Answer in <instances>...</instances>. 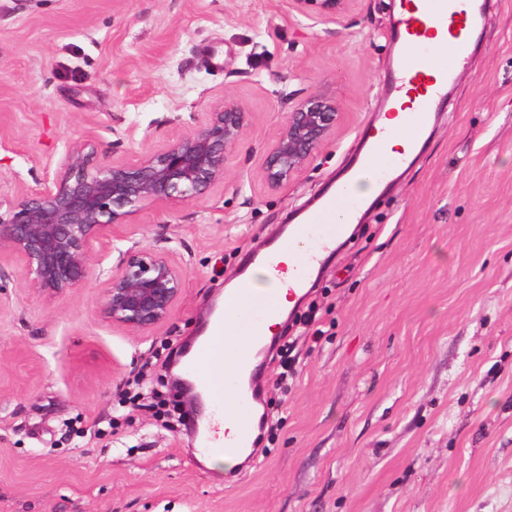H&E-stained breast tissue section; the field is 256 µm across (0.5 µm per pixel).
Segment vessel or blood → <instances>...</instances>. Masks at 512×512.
<instances>
[{"mask_svg":"<svg viewBox=\"0 0 512 512\" xmlns=\"http://www.w3.org/2000/svg\"><path fill=\"white\" fill-rule=\"evenodd\" d=\"M482 21L481 0H402L391 30L395 57L384 109L404 112L403 121L368 135L363 151L341 178L327 186L313 205L294 214L283 234L269 239L264 250L244 256L224 290V303L229 308L246 304V326H237L222 314L214 316L186 361L187 374L205 393L213 414L201 427L202 457L255 456L256 419L266 407V352L273 343L264 324L278 308L273 289L255 288L253 271L264 270L269 279H276L279 256L295 253L288 288L296 296L305 292L344 242L345 227L337 223V213H344L346 222L353 221L366 203L358 184L382 185L411 160L429 130L435 104L457 79ZM394 139L404 141L405 150L387 152V141ZM223 421L228 424L224 430L219 427Z\"/></svg>","mask_w":512,"mask_h":512,"instance_id":"b4317fda","label":"vessel or blood"}]
</instances>
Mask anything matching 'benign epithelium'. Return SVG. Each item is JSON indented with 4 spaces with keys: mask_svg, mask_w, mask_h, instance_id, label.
<instances>
[{
    "mask_svg": "<svg viewBox=\"0 0 512 512\" xmlns=\"http://www.w3.org/2000/svg\"><path fill=\"white\" fill-rule=\"evenodd\" d=\"M297 12L330 17L350 12L357 0H292ZM339 104L320 94L288 113L264 160L263 178L275 189L301 172L335 132ZM245 112L235 103L207 112L195 128L135 162L106 164L91 140L73 144L52 180L18 192L0 209V254L16 257L28 284L49 295L80 287L90 276L98 246L118 252L115 267L99 270L103 319L132 333L166 322L180 299L185 269L168 252L133 245L121 249L119 230L146 203L177 205L205 197L224 180L228 151L239 141Z\"/></svg>",
    "mask_w": 512,
    "mask_h": 512,
    "instance_id": "obj_1",
    "label": "benign epithelium"
}]
</instances>
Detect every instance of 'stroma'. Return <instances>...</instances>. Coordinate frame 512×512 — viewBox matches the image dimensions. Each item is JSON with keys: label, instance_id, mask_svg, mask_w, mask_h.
Returning a JSON list of instances; mask_svg holds the SVG:
<instances>
[{"label": "stroma", "instance_id": "stroma-1", "mask_svg": "<svg viewBox=\"0 0 512 512\" xmlns=\"http://www.w3.org/2000/svg\"><path fill=\"white\" fill-rule=\"evenodd\" d=\"M400 0L316 21L289 0H0V204L52 178L73 143L133 162L191 114H247L201 201L146 204L125 245L186 270L171 317L132 334L103 288L47 297L0 258V512H512V0H486L421 152L378 194L297 308L291 387H269L253 468L197 465L195 409L170 388L242 256L307 207L375 126ZM319 92L340 126L283 186L261 178L288 112ZM170 392L184 421L119 399Z\"/></svg>", "mask_w": 512, "mask_h": 512}]
</instances>
